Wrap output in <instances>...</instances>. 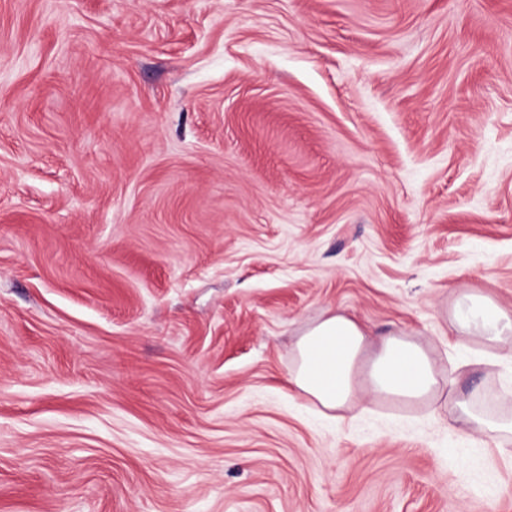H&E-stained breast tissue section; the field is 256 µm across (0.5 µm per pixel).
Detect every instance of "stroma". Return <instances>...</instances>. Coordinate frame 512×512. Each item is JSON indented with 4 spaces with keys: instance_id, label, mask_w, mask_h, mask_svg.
<instances>
[{
    "instance_id": "obj_1",
    "label": "stroma",
    "mask_w": 512,
    "mask_h": 512,
    "mask_svg": "<svg viewBox=\"0 0 512 512\" xmlns=\"http://www.w3.org/2000/svg\"><path fill=\"white\" fill-rule=\"evenodd\" d=\"M512 309V0H0V512H512V441L288 384L339 309Z\"/></svg>"
}]
</instances>
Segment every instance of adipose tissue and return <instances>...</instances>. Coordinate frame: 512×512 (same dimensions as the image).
Returning <instances> with one entry per match:
<instances>
[{
    "mask_svg": "<svg viewBox=\"0 0 512 512\" xmlns=\"http://www.w3.org/2000/svg\"><path fill=\"white\" fill-rule=\"evenodd\" d=\"M449 332L459 346L489 351L512 344V310L477 288L459 291L449 309ZM288 381L326 420L340 423L361 395L407 404L451 403L459 420L490 438L512 433V420L473 408L474 395L445 377L436 350L407 332L378 338L357 319L335 311L304 327L293 348Z\"/></svg>",
    "mask_w": 512,
    "mask_h": 512,
    "instance_id": "ef3b65f1",
    "label": "adipose tissue"
}]
</instances>
